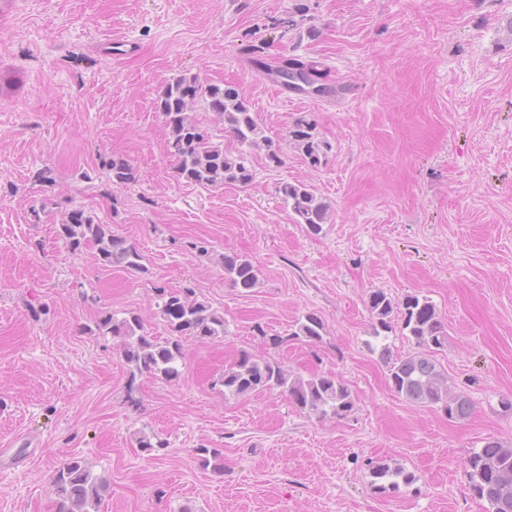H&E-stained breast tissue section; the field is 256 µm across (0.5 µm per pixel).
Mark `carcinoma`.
<instances>
[{"label": "carcinoma", "mask_w": 512, "mask_h": 512, "mask_svg": "<svg viewBox=\"0 0 512 512\" xmlns=\"http://www.w3.org/2000/svg\"><path fill=\"white\" fill-rule=\"evenodd\" d=\"M276 77L282 85L305 91L304 85L316 83L320 77L316 62L288 57L279 61ZM203 97L211 111L220 114L224 125L242 145L264 143L267 158L274 166L282 164L280 148L260 135V128L247 101L232 88L204 86L196 76L182 75L169 82L158 102L165 117L169 137L167 147L178 159V176L188 182L212 187L226 184L247 185L253 180L243 154L232 155L209 141L208 136L189 115L192 103ZM315 123L305 117L297 118L290 130L295 142L310 165L321 162L322 142L315 138ZM103 165L115 185L136 180L135 170L124 158L114 156ZM284 202L293 214L294 222L306 226L317 235L330 219L329 205L318 199L302 183L284 182L279 187ZM58 236L73 251L93 241L98 245L101 260L110 265L132 270L143 268L138 250L122 239L112 236L108 226L96 221L95 214L75 207L62 220ZM224 277L237 288L250 290L259 282L256 266L246 257L226 253L222 257ZM157 306L163 320L174 335L164 341L148 335L139 317H117L106 313L97 322V329L121 339V353L127 364L139 373L172 383L180 375L184 357L181 337L222 339L227 334L224 315L204 301L183 291L158 290ZM368 308L374 318L373 335L394 330L392 314L400 317V333L411 339L416 351L405 356L390 357L389 346L381 348L386 359L388 381L392 390L411 403L433 407L450 421L469 417L473 404L470 398L455 392L448 384V373L431 357L434 350L444 346L447 334L436 305L426 296L411 293L396 303L382 290L369 293ZM325 332L323 320L313 313L295 323L289 335L271 336L268 345L277 348L296 340L314 344ZM224 393L240 396L256 391L281 389L290 403L300 412L322 420L328 416L345 417L355 403L348 387L331 375L313 374L307 379L291 377L276 360L258 359L244 352L220 377ZM466 475L473 494L486 501L487 512H512V446L489 440L472 451L465 461ZM370 486L381 495H391L413 484L415 477L405 468L388 460L370 462ZM56 487L55 512H98L101 492L105 485L94 476L85 459L72 457L54 477Z\"/></svg>", "instance_id": "cac0c4a2"}]
</instances>
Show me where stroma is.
I'll use <instances>...</instances> for the list:
<instances>
[{"label":"stroma","mask_w":512,"mask_h":512,"mask_svg":"<svg viewBox=\"0 0 512 512\" xmlns=\"http://www.w3.org/2000/svg\"><path fill=\"white\" fill-rule=\"evenodd\" d=\"M300 3L307 17L289 26ZM511 23L512 0H0V512H54L53 476L73 456L106 483L99 512H484L464 460L489 438L512 445ZM256 49L316 62L333 94L280 87ZM182 75L236 89L281 165L198 104L193 119L254 179L179 178L157 101ZM301 116L325 145L319 165L291 140ZM114 155L134 183L112 184ZM44 168L54 184L37 181ZM284 182L329 204L320 234L294 223ZM74 207L143 270L71 250L57 230ZM227 253L258 268L256 288L225 279ZM161 288L192 289L228 330L183 337L172 383L132 375L96 328L108 311L169 337ZM376 289L436 305L447 340L434 358L470 397L467 419L391 389L381 347L415 346L374 337ZM310 312L321 342L266 344ZM244 352L294 377L335 375L354 411L319 420L278 390L226 395L216 380ZM143 436L167 446L143 452ZM379 459L414 484L374 493Z\"/></svg>","instance_id":"stroma-1"}]
</instances>
